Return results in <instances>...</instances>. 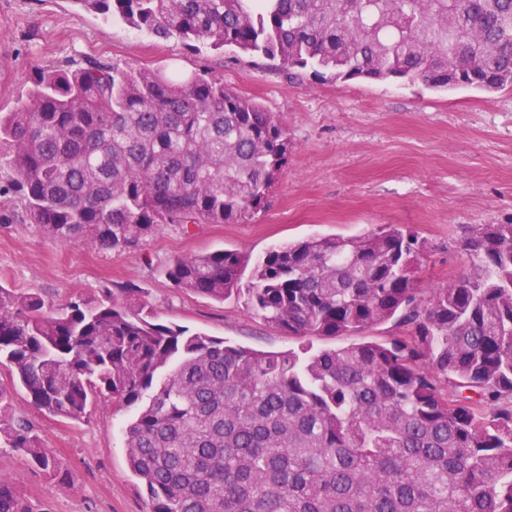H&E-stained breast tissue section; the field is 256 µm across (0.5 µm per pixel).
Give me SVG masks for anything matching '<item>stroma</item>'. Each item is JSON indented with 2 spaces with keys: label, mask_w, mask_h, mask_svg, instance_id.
<instances>
[{
  "label": "stroma",
  "mask_w": 512,
  "mask_h": 512,
  "mask_svg": "<svg viewBox=\"0 0 512 512\" xmlns=\"http://www.w3.org/2000/svg\"><path fill=\"white\" fill-rule=\"evenodd\" d=\"M89 58L223 81L286 125L293 143L288 165L247 222L169 224L118 257L84 241L46 237L31 224L23 200L2 195L1 286L61 303L110 282H131L163 323L285 352L297 341L267 326L243 300L216 302L176 290L164 267L225 248L253 261L280 242L401 224L428 245L417 271L421 284L439 288L468 267L453 240L480 224H512L510 88L437 92L419 81L337 82L262 57L159 40L74 0H0V113L28 91L33 65ZM15 406L69 472L51 481L19 453L0 450V474L16 478L27 497L48 512H144L123 433L132 409L107 402L90 422L74 423L46 417L23 391Z\"/></svg>",
  "instance_id": "obj_1"
}]
</instances>
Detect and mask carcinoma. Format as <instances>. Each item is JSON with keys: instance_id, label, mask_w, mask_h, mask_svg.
I'll return each instance as SVG.
<instances>
[{"instance_id": "cac0c4a2", "label": "carcinoma", "mask_w": 512, "mask_h": 512, "mask_svg": "<svg viewBox=\"0 0 512 512\" xmlns=\"http://www.w3.org/2000/svg\"><path fill=\"white\" fill-rule=\"evenodd\" d=\"M199 50L337 81L512 87V0H73ZM282 121L203 75L89 59L35 67L0 113V169L45 236L116 257L165 224H238L288 164ZM467 273L422 299L426 242L398 224L312 236L247 260L175 259L174 288L231 296L300 341L261 352L160 323L133 283L55 305L0 285V447L65 475L14 413L136 407L127 461L144 512H512V224L455 243ZM394 321L408 333L317 348ZM0 512H44L0 474Z\"/></svg>"}]
</instances>
